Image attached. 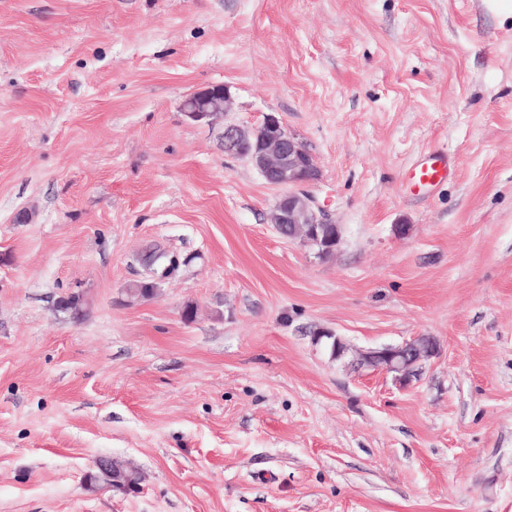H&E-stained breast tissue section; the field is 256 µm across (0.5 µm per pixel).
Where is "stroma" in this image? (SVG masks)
I'll list each match as a JSON object with an SVG mask.
<instances>
[{"label":"stroma","mask_w":512,"mask_h":512,"mask_svg":"<svg viewBox=\"0 0 512 512\" xmlns=\"http://www.w3.org/2000/svg\"><path fill=\"white\" fill-rule=\"evenodd\" d=\"M269 113L331 256L224 152ZM149 247L187 264L127 299ZM418 336L409 383L357 361ZM0 512H512V0H0ZM231 102L227 86L214 84L187 96L181 111L193 121H211L229 112ZM448 162L440 155L432 154L414 168L412 177L415 184L422 187L435 186L446 178Z\"/></svg>","instance_id":"35a3bbf8"}]
</instances>
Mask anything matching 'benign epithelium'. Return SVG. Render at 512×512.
<instances>
[{
  "mask_svg": "<svg viewBox=\"0 0 512 512\" xmlns=\"http://www.w3.org/2000/svg\"><path fill=\"white\" fill-rule=\"evenodd\" d=\"M231 96L227 86L210 85L187 96L181 111L193 121H211L230 110ZM224 153L241 157L252 164L269 184L281 189L273 206L271 223L303 226L302 244L322 255L335 250L340 235L319 236L317 226L329 224L325 210L318 205L314 191L322 181V172L302 138L288 130L281 119L268 114L255 129H244L228 123L222 132ZM144 277L161 283L179 267V257L152 251L141 258ZM438 352L431 337H419L397 345H384L360 354L361 362L400 380L418 375L423 361Z\"/></svg>",
  "mask_w": 512,
  "mask_h": 512,
  "instance_id": "obj_1",
  "label": "benign epithelium"
}]
</instances>
